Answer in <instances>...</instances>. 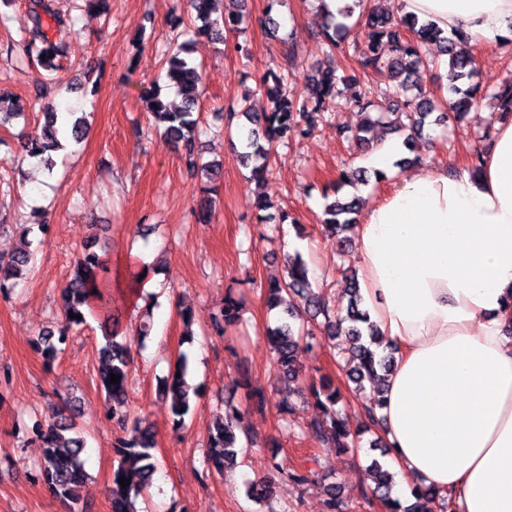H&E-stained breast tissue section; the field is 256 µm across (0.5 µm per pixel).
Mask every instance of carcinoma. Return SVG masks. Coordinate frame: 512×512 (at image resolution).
Returning a JSON list of instances; mask_svg holds the SVG:
<instances>
[{
    "instance_id": "carcinoma-1",
    "label": "carcinoma",
    "mask_w": 512,
    "mask_h": 512,
    "mask_svg": "<svg viewBox=\"0 0 512 512\" xmlns=\"http://www.w3.org/2000/svg\"><path fill=\"white\" fill-rule=\"evenodd\" d=\"M216 2L189 0L190 13L195 21L191 29L184 26L182 16L170 18L176 37L185 36L187 40L169 47L164 53L165 86L154 85L146 96L147 108L156 126L181 153L188 170H201L211 182L220 179L221 169L201 162L198 107L203 92V70L187 54L194 37L222 42L224 33H237L240 13L246 9L245 0H231L238 11L215 18ZM320 2L324 47L331 51L352 49L356 70L350 75L339 76L331 67L316 69L306 79L305 90L298 94L288 90V75L270 73L261 81L269 111L254 113L245 100L237 107L227 109V134L240 139L242 151L238 153L239 159L244 167L252 170L255 179L261 182L269 173L271 154L276 144L309 134V128L303 125V121L311 109L336 112L346 106L357 107L365 111L363 122L350 135L357 147H376L385 139L384 132L391 131L403 137V146L409 151L425 140V130L433 126H447L479 111L484 99L483 86L474 56L463 51L467 44L465 38L458 34L443 36L435 24L412 15L395 19L374 4V0H356L366 5V11L350 25L346 20L352 17L351 7L347 6L336 14L325 0ZM10 22L17 23L18 49L46 71L56 68V61L65 56V35L76 24L72 18L56 15L49 0H33L28 12L19 18L0 13V25ZM436 48L448 56L450 70L448 96L452 100L444 109L438 107L434 97L427 94L416 79L419 72L438 66L434 58ZM385 70L392 74L396 84L378 99L363 80ZM351 86L357 91L347 98L344 90ZM165 87L175 88L181 97L179 106H173L162 97ZM494 97L501 112L512 114L511 79ZM385 104L395 106L396 118L392 122L383 121L381 108ZM29 110L38 112L41 119L38 123L40 134L30 142L26 155L44 160L50 170L54 161L44 154L65 149L60 141L63 132L74 143H80L88 127L87 113H63L52 103L0 97V125L25 115ZM372 176L379 180L383 174L376 171L371 175L364 169L344 171L339 176L336 189L355 182L365 184ZM357 213V198H334L325 208L324 232L344 239V234L356 227ZM16 228L24 247L0 255V293L14 287L18 280L27 278L31 273V254L26 247L31 228L26 224H18ZM106 272L107 260L100 254L98 241L94 239L74 255L70 278L59 290L61 321L52 328L40 330L36 345L45 362L51 364L71 332L85 326L90 318L101 320L104 344L99 349L98 384L105 394L107 416L118 420L122 429L113 443L118 464L112 472V486L109 488L111 512H139L137 499L151 487L157 470L156 440L149 427L130 416L127 381L132 354L121 339L120 321L112 309V278L105 276ZM345 279L346 301L334 304L313 290L307 264L297 255L289 260L288 271L282 279L271 281L264 287L268 308L277 311L275 325L267 329V339L282 379H299L302 375V354L323 347L325 340L343 355L341 368L360 390L365 389L367 382L377 383L381 374L391 369L393 356H380L372 349V345H380L378 330L370 321L368 312L361 308L362 297L356 274L351 273ZM241 307L242 300L226 295L221 309L223 322L228 325L237 322ZM72 312L77 317H70ZM112 373L119 376V382L111 383ZM188 377V358L181 353L173 368L159 380V393L169 401L173 426L177 429L185 426V417L198 396V387L190 384ZM310 395L322 416L311 423L309 433L326 446L341 451L356 447V436L361 432L375 429L378 424L375 410L384 402L379 390L372 391L366 398L362 429L353 432L336 410L340 395L332 384L324 383L319 388L314 386ZM71 410L72 405L67 404L54 420L36 424L35 432L43 448L38 472L50 494L66 504L70 512H88L87 501L82 496L87 482L81 460L85 439L81 432L75 430L71 418L65 415ZM239 431L246 432L244 413L229 399L218 408L207 436L204 457L209 469L222 475L238 465ZM365 474L370 484L363 498L370 505L376 503L388 512H434L437 508L440 512H452L451 499L430 487L415 489V502L402 505L391 497L392 473L375 459L365 468ZM121 476L129 480L124 488L119 483Z\"/></svg>"
}]
</instances>
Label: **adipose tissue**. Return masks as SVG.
<instances>
[{
	"instance_id": "adipose-tissue-1",
	"label": "adipose tissue",
	"mask_w": 512,
	"mask_h": 512,
	"mask_svg": "<svg viewBox=\"0 0 512 512\" xmlns=\"http://www.w3.org/2000/svg\"><path fill=\"white\" fill-rule=\"evenodd\" d=\"M473 45L512 40V0H404ZM363 306L395 362L382 434L395 497L417 482L458 512H512V123L479 174L393 176L355 228Z\"/></svg>"
}]
</instances>
